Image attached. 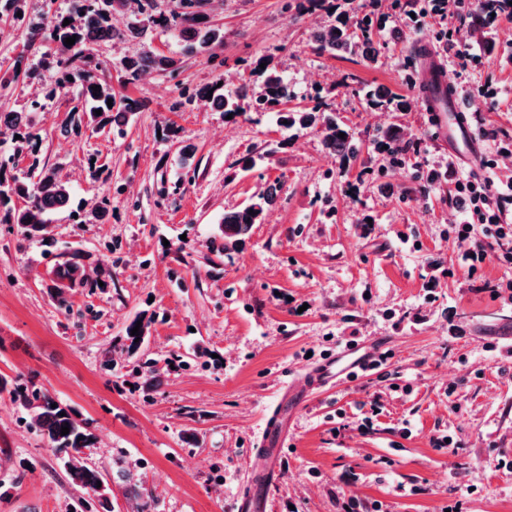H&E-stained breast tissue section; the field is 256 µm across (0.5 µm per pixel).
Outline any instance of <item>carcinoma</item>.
Returning <instances> with one entry per match:
<instances>
[{
	"instance_id": "carcinoma-1",
	"label": "carcinoma",
	"mask_w": 512,
	"mask_h": 512,
	"mask_svg": "<svg viewBox=\"0 0 512 512\" xmlns=\"http://www.w3.org/2000/svg\"><path fill=\"white\" fill-rule=\"evenodd\" d=\"M347 9L340 13L335 24L322 28L313 35L317 50L332 55L336 53L359 56L365 61H373L376 55L373 47L377 32L367 16L359 14L358 0H343ZM494 0H477L474 9L466 15V20L475 31L484 29L490 13L494 11ZM198 0H177V7L169 11L158 9L157 0H70V9L64 14L46 17V22L30 28L28 42L52 46V63L60 77L56 86L46 90L44 97L51 98L57 90L66 87L70 81L77 82L78 99L82 107H73V113H90L96 116L101 110V122H108L122 128L128 115L133 113L136 102L128 96L116 97L112 86L104 76L107 70L96 55L97 48L115 38L136 39L150 28H159L177 33L190 53L213 55V50L224 45V31L210 24L199 10ZM329 0H291L288 8L297 12L324 13L329 10ZM127 12L131 22L127 30L120 33L111 25V16L115 12ZM71 23L63 25L64 20ZM76 36L74 45L64 44L66 38ZM156 70L170 75L179 70V60L173 56L142 50L126 56L121 61L124 82L132 83L144 73ZM261 91L248 95L242 87L235 92L213 89L209 94L214 106L227 114L242 112V100L250 99V107L255 111L277 109L279 123L285 127H309L319 124L323 129V142L332 157L347 159L357 153L356 143L348 130L336 122V117L325 103H318L304 109H286L294 94L288 82L274 68L259 70ZM97 85L100 92L93 93L92 86ZM366 102L378 110L404 112L409 101L401 95L384 89L370 90L365 94ZM113 106H108L107 102ZM20 136L16 140L18 148L32 147L39 143L40 135L30 122L27 112H1L0 135L5 133ZM345 137H339V134ZM378 138L388 145L389 156L395 158L403 152L397 132L388 128L378 134ZM11 160L0 161V209L4 210L3 222L17 225L23 236H44L51 233L50 215L66 207L70 202V191L51 168L40 165L38 157H33L31 172L37 176L33 184L19 180L9 167ZM21 199L24 205L16 208L12 201ZM271 196L262 192L248 205L224 214L221 232L228 242H241L255 224L265 219ZM86 255L76 249L70 257L57 264L55 277L57 281L56 296L60 305H66L62 293L64 282H73L80 278L88 282L84 260ZM139 328L138 335H131L133 328ZM145 336V325H137L132 320L125 328V343L122 350L127 354V363L131 373L146 382H151L158 374L155 361L139 354L142 346L140 338ZM8 392L11 398L27 412L29 425L35 428L46 441L47 446L63 462L72 483L79 487L89 498L79 499L82 512H99L108 510V488L97 485L102 480L98 467L83 457V449L95 445L96 436L91 432L87 422L79 419L68 407L56 403V399L47 391L36 387L31 380L14 382L0 377V393ZM69 427V433L61 434V427ZM127 483V495L138 501L136 512H149V504L144 500L143 481L132 470L120 469Z\"/></svg>"
}]
</instances>
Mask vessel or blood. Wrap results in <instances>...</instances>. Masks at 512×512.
Returning <instances> with one entry per match:
<instances>
[{"label":"vessel or blood","mask_w":512,"mask_h":512,"mask_svg":"<svg viewBox=\"0 0 512 512\" xmlns=\"http://www.w3.org/2000/svg\"><path fill=\"white\" fill-rule=\"evenodd\" d=\"M420 65L415 88L425 104L429 120L441 141L447 142L448 153L459 163L478 167L480 147L463 120L469 105L457 94L448 78L447 59L430 43L419 45ZM384 363L381 353L359 352L350 347L329 354L306 376L286 386L285 397L305 395L312 389L335 380H350L379 370ZM288 438V426L283 409H274L265 421L261 440L248 459V479L240 490L236 512H265L266 489L279 477L278 459Z\"/></svg>","instance_id":"obj_1"}]
</instances>
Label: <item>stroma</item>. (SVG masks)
<instances>
[{"mask_svg":"<svg viewBox=\"0 0 512 512\" xmlns=\"http://www.w3.org/2000/svg\"><path fill=\"white\" fill-rule=\"evenodd\" d=\"M287 0H206L224 30L215 58L185 54L173 32L115 39L100 55L116 95L138 101L123 133L68 120L73 88L34 109L55 85L42 46L27 43L45 0H24L22 21L0 27V58L23 55L36 76L0 86V110L30 113L38 156L0 139L25 178L33 159L56 168L71 194L49 237L24 238L0 222V376L30 378L90 424L86 454L109 475L112 512H133L119 465L135 467L154 512H235L264 415L282 384L356 341L389 358L374 375L295 400L288 444L267 512H512V264L475 275L460 265L467 242L451 230L449 182L420 187L447 167L420 104L369 107L364 90L413 96L420 40L443 28L475 46L448 74L488 131L482 156L512 181V15L474 32L453 11L421 28L383 18L374 61L315 51L327 14L295 15ZM151 50L179 60L176 75L149 72L124 84L121 60ZM268 63L294 105L322 98L359 145L330 158L319 128L286 129L274 112L226 116L196 95L231 89ZM182 130L181 140L168 135ZM396 128L406 143L395 167L375 144ZM356 192H349V185ZM276 190L264 223L225 244L226 212ZM106 210H97L102 196ZM83 250L102 288L51 295L60 254ZM151 316L143 344L159 374L144 388L119 358L124 329ZM204 350L189 368L174 356ZM452 438L445 446L443 438ZM0 512H68L78 493L25 412L0 394Z\"/></svg>","mask_w":512,"mask_h":512,"instance_id":"35a3bbf8","label":"stroma"}]
</instances>
